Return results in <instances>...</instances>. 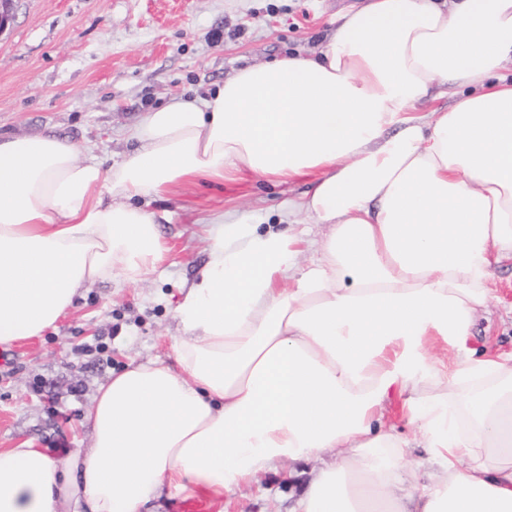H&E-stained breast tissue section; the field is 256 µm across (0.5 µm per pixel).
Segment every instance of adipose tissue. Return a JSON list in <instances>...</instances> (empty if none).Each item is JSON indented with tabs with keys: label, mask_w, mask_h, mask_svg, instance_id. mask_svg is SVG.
Masks as SVG:
<instances>
[{
	"label": "adipose tissue",
	"mask_w": 512,
	"mask_h": 512,
	"mask_svg": "<svg viewBox=\"0 0 512 512\" xmlns=\"http://www.w3.org/2000/svg\"><path fill=\"white\" fill-rule=\"evenodd\" d=\"M509 67L512 0H367L316 56L148 112L118 166L52 133L0 141V346L152 274L168 247L141 202L180 181L308 175L286 218L329 227L315 244L216 215L174 365L101 384L66 460L0 449V512H148L312 457L292 512H512V351L472 345L512 258ZM440 86L454 104L413 114ZM395 391L414 437L386 420Z\"/></svg>",
	"instance_id": "adipose-tissue-1"
}]
</instances>
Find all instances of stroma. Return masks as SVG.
Wrapping results in <instances>:
<instances>
[{
	"label": "stroma",
	"mask_w": 512,
	"mask_h": 512,
	"mask_svg": "<svg viewBox=\"0 0 512 512\" xmlns=\"http://www.w3.org/2000/svg\"><path fill=\"white\" fill-rule=\"evenodd\" d=\"M361 0H17L0 35V138L53 133L116 165L130 130L173 96L205 94L235 69L324 44L337 14ZM307 178L280 185L249 170L173 185L149 209L170 246L143 282L94 283L56 328L0 347V448L24 441L65 458L90 445L97 387L131 361L166 359L173 308L207 259L205 228L227 212L261 226L281 220ZM476 341L512 350V261L494 272ZM320 460L284 465L218 501L219 512H291Z\"/></svg>",
	"instance_id": "1"
}]
</instances>
